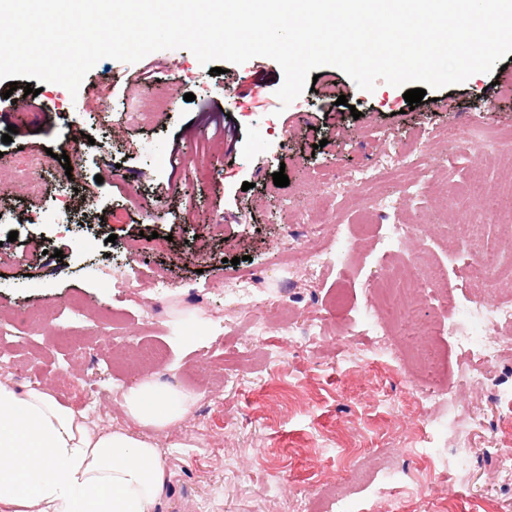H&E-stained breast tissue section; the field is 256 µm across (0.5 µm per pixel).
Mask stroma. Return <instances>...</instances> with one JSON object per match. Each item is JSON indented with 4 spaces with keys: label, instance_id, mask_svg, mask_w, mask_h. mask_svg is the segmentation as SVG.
I'll list each match as a JSON object with an SVG mask.
<instances>
[{
    "label": "stroma",
    "instance_id": "35a3bbf8",
    "mask_svg": "<svg viewBox=\"0 0 512 512\" xmlns=\"http://www.w3.org/2000/svg\"><path fill=\"white\" fill-rule=\"evenodd\" d=\"M142 71L151 78L132 95L114 80ZM319 72V89L286 106L276 95L282 70L262 56L222 74L185 49L136 63L105 58L89 72L91 99L24 76L0 80V135L17 129L0 142L11 159L0 168V379L46 387L102 428L126 425L122 393L141 376L200 392L190 415L156 436L170 472L163 512H512V483L489 451L494 438L512 442V419L494 405L512 387V345L459 398L482 416L458 463L469 478L434 481L421 497L388 475L421 477L448 431L422 409L399 360L373 348L362 311L367 283L420 248L447 267L450 293L470 295L467 261L453 248L461 191L476 181L492 193L512 185V152L465 150L448 131L512 132V61L427 90L413 107L403 89L380 82L366 92L336 67ZM254 73L256 89L245 82ZM325 84L346 104L324 98ZM28 85L37 96H25ZM213 92L231 116L232 143L199 128ZM163 101L168 110L154 111ZM422 141L430 153L393 182L356 184L361 168L390 167L396 151ZM65 145L69 167L26 170L28 157ZM181 155L205 166L195 185ZM280 170L289 186L274 185ZM417 182L428 191L414 192ZM391 193L398 202L387 223L423 231L389 253L358 217L368 197ZM310 229L340 237L337 264L289 262ZM109 267L124 272L126 287H105ZM241 272L252 276L245 291L228 284ZM256 316L318 326L270 368L252 338ZM198 331L203 341L179 344ZM97 334L115 336L111 350ZM149 346L166 360L141 359Z\"/></svg>",
    "mask_w": 512,
    "mask_h": 512
}]
</instances>
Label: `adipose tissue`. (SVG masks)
<instances>
[{"mask_svg": "<svg viewBox=\"0 0 512 512\" xmlns=\"http://www.w3.org/2000/svg\"><path fill=\"white\" fill-rule=\"evenodd\" d=\"M199 399L145 375L122 396L127 426L102 429L42 387L0 379V512H158L169 472L155 436Z\"/></svg>", "mask_w": 512, "mask_h": 512, "instance_id": "1", "label": "adipose tissue"}]
</instances>
